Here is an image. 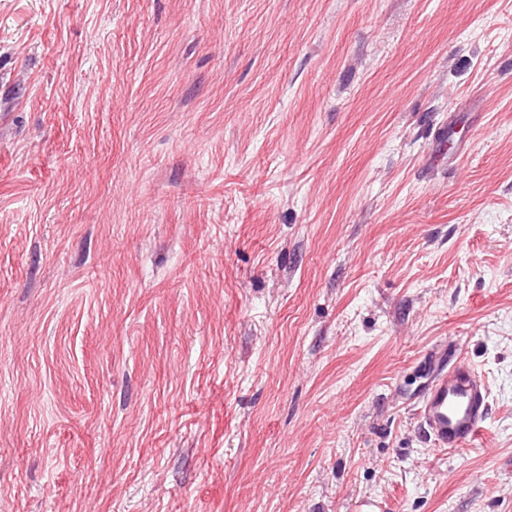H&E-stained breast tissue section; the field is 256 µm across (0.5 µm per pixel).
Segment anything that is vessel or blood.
Masks as SVG:
<instances>
[{
    "label": "vessel or blood",
    "mask_w": 512,
    "mask_h": 512,
    "mask_svg": "<svg viewBox=\"0 0 512 512\" xmlns=\"http://www.w3.org/2000/svg\"><path fill=\"white\" fill-rule=\"evenodd\" d=\"M418 417L437 449L461 453L476 450L488 419L484 379L464 362L438 372L421 402Z\"/></svg>",
    "instance_id": "obj_1"
}]
</instances>
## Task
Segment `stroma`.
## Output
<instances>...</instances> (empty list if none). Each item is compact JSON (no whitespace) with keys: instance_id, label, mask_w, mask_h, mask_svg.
<instances>
[{"instance_id":"obj_1","label":"stroma","mask_w":512,"mask_h":512,"mask_svg":"<svg viewBox=\"0 0 512 512\" xmlns=\"http://www.w3.org/2000/svg\"><path fill=\"white\" fill-rule=\"evenodd\" d=\"M363 496L512 512V0H0V512ZM425 434L440 450L470 452L480 442L488 419L485 380L465 362L436 374L418 410Z\"/></svg>"}]
</instances>
